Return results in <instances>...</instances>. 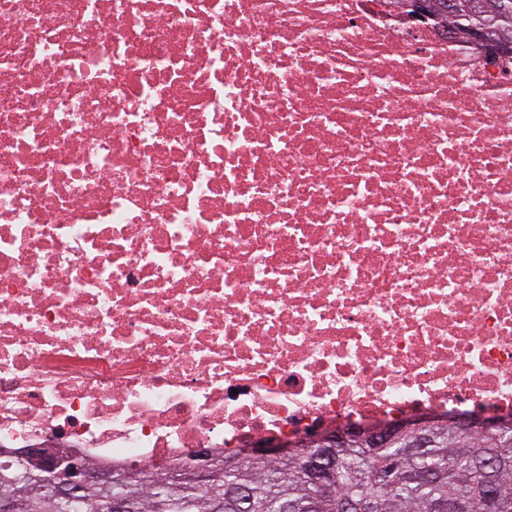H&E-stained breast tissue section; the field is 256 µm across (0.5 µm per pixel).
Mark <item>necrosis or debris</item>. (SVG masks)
Returning a JSON list of instances; mask_svg holds the SVG:
<instances>
[{
  "mask_svg": "<svg viewBox=\"0 0 512 512\" xmlns=\"http://www.w3.org/2000/svg\"><path fill=\"white\" fill-rule=\"evenodd\" d=\"M512 421V57L390 0H0V451L178 472Z\"/></svg>",
  "mask_w": 512,
  "mask_h": 512,
  "instance_id": "1",
  "label": "necrosis or debris"
}]
</instances>
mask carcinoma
<instances>
[{"label":"carcinoma","instance_id":"1","mask_svg":"<svg viewBox=\"0 0 512 512\" xmlns=\"http://www.w3.org/2000/svg\"><path fill=\"white\" fill-rule=\"evenodd\" d=\"M478 2L491 38L512 55V0ZM395 432L384 448L357 436L338 450L333 496L323 494L297 461L266 458L221 472L207 487L147 472L91 488L73 501L53 496L45 468L15 464L0 467V499H12L13 512H110L114 499L127 501V512H438L441 505L479 500L492 481L495 512H512V425L464 430L438 423ZM409 472L431 478L411 480Z\"/></svg>","mask_w":512,"mask_h":512}]
</instances>
